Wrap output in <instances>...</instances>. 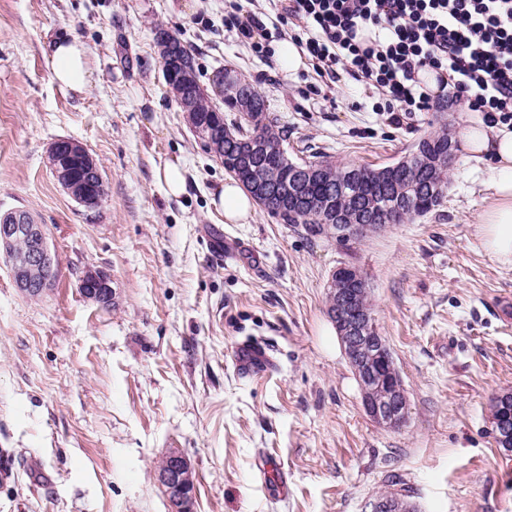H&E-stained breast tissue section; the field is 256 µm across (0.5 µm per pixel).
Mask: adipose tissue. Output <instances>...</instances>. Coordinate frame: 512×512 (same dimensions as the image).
<instances>
[{
    "label": "adipose tissue",
    "mask_w": 512,
    "mask_h": 512,
    "mask_svg": "<svg viewBox=\"0 0 512 512\" xmlns=\"http://www.w3.org/2000/svg\"><path fill=\"white\" fill-rule=\"evenodd\" d=\"M52 78L64 90L82 92L90 77L87 47L77 39L61 37L50 46ZM462 149L473 159L493 163L492 198L478 215L477 235L484 254L497 265L512 269V128L477 120L463 128ZM212 206L229 224H244L255 204L236 180L229 179L213 194Z\"/></svg>",
    "instance_id": "ef3b65f1"
}]
</instances>
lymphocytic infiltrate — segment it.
I'll list each match as a JSON object with an SVG mask.
<instances>
[{"label":"lymphocytic infiltrate","mask_w":512,"mask_h":512,"mask_svg":"<svg viewBox=\"0 0 512 512\" xmlns=\"http://www.w3.org/2000/svg\"><path fill=\"white\" fill-rule=\"evenodd\" d=\"M276 23L261 6L230 0L226 30L268 61L289 39L321 78L351 70L388 101L392 122L424 112L418 73L447 74L457 98L489 124H512V0H276Z\"/></svg>","instance_id":"obj_1"}]
</instances>
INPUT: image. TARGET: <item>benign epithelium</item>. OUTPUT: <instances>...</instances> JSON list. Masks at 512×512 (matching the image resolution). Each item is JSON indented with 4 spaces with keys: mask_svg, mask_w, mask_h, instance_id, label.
<instances>
[{
    "mask_svg": "<svg viewBox=\"0 0 512 512\" xmlns=\"http://www.w3.org/2000/svg\"><path fill=\"white\" fill-rule=\"evenodd\" d=\"M49 166L62 189L88 211L102 204L96 193V183L102 181L99 169L78 141L60 139L49 150ZM19 214L13 223H0V256L10 267L15 287L26 295H44L51 286L48 272L56 265L45 225L20 224ZM376 224H340L338 236L351 238L362 231L377 233ZM24 237L28 247L14 249L15 241ZM333 300L330 317L336 325L345 355L355 371L362 395V406L375 422L395 428L406 422L408 401L376 317L359 306L360 297L369 291L360 273L350 267H339L332 275ZM84 297L101 304L112 301V281L106 274L88 270L80 283ZM502 403L499 419L495 420V437L503 449L512 451V394L500 395ZM166 464L155 477L163 488L170 512H193L195 483L188 479L192 470L190 461L180 452L165 454ZM368 512H410L411 506L403 499L376 497L368 504Z\"/></svg>",
    "mask_w": 512,
    "mask_h": 512,
    "instance_id": "obj_1",
    "label": "benign epithelium"
}]
</instances>
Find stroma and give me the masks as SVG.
Listing matches in <instances>:
<instances>
[{
  "label": "stroma",
  "instance_id": "1",
  "mask_svg": "<svg viewBox=\"0 0 512 512\" xmlns=\"http://www.w3.org/2000/svg\"><path fill=\"white\" fill-rule=\"evenodd\" d=\"M202 13L213 28L195 24ZM223 17L224 0H0V213H34L58 269L36 299L0 260V512H169L153 472L172 450L194 467V512H364L392 478L416 512H512V453L492 433V401L512 392V270L474 235L490 161L456 150L440 206L350 248L261 206L225 223L210 198L228 173L167 85L154 28L192 50L201 84L219 68L251 83L295 161L388 166L473 112L444 96L395 124L373 86L284 76ZM58 36L89 50L82 93L51 79ZM64 138L97 163L98 210L49 168ZM172 155L187 171L177 199L154 177ZM343 264L369 283L408 398L396 430L364 412L327 313ZM88 268L110 276L111 305L81 294ZM252 337L271 363L245 378L234 358ZM266 457L287 498L257 479Z\"/></svg>",
  "mask_w": 512,
  "mask_h": 512
}]
</instances>
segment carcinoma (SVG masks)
Here are the masks:
<instances>
[{
    "label": "carcinoma",
    "instance_id": "cac0c4a2",
    "mask_svg": "<svg viewBox=\"0 0 512 512\" xmlns=\"http://www.w3.org/2000/svg\"><path fill=\"white\" fill-rule=\"evenodd\" d=\"M177 50L190 63L186 90L197 137L207 141L224 169L243 185L276 184L279 196L259 197L257 201L287 223L334 239L338 224H378L387 213L395 214L399 224L430 212L443 200L448 167L441 161V154L448 148V125L417 144L416 152L429 164L411 161L403 165V178L399 180L385 167L358 165L357 179L347 183V166L328 161L296 166L285 151L269 164L264 161L266 149L282 145L284 139L266 112L261 94L246 81L230 78L223 69L213 73L208 86L199 84L195 58L182 44L177 45ZM218 97L224 107L239 113L236 121L228 124L224 115L217 113ZM427 181L440 190L438 198L432 200L424 192ZM396 184L402 191L395 190Z\"/></svg>",
    "mask_w": 512,
    "mask_h": 512
}]
</instances>
